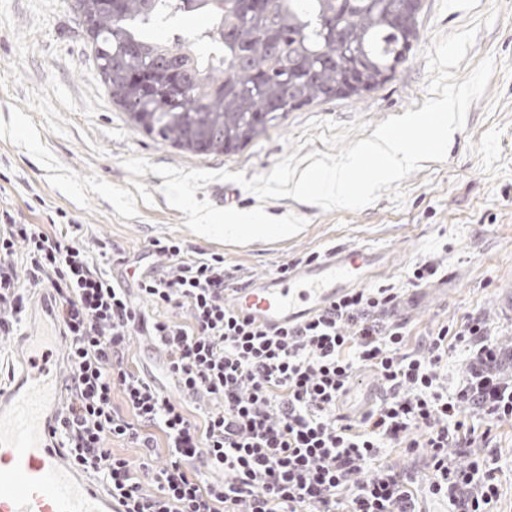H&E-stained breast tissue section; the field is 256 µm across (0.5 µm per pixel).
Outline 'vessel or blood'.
Listing matches in <instances>:
<instances>
[{
    "instance_id": "1",
    "label": "vessel or blood",
    "mask_w": 512,
    "mask_h": 512,
    "mask_svg": "<svg viewBox=\"0 0 512 512\" xmlns=\"http://www.w3.org/2000/svg\"><path fill=\"white\" fill-rule=\"evenodd\" d=\"M391 261L384 250L338 246L288 276L230 292L228 300L273 328L305 319ZM65 368L57 349L31 337L16 381L0 386V512H113L111 495L74 465L54 434L66 403L58 384Z\"/></svg>"
}]
</instances>
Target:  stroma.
<instances>
[{
  "label": "stroma",
  "instance_id": "stroma-1",
  "mask_svg": "<svg viewBox=\"0 0 512 512\" xmlns=\"http://www.w3.org/2000/svg\"><path fill=\"white\" fill-rule=\"evenodd\" d=\"M475 21L481 28L453 80L462 82L488 55L493 76L482 99L472 102L464 129L452 135L445 159L423 162L401 181L403 203H393L385 190L362 210L327 212L290 197L263 201L234 182L198 189L197 200L219 208L260 207L307 222L296 236L240 246L189 231L186 214L161 191L164 177L135 176L122 166L140 156L187 171H240L250 179L270 173L299 147L338 154L371 138L387 118L421 109L433 96L428 56L437 38ZM1 206L33 224L66 212L88 246L125 253L126 263L110 262L104 270L130 289L150 267L146 253L156 239L176 237L188 249L223 254L239 283L277 276L284 264L336 246L382 249L393 260L377 281L401 288L397 315L411 336L479 311L502 341L512 340V318L499 308L501 287L512 280V0H421L412 50L383 85L304 106L260 138L208 155L157 142L113 105L69 0H0ZM425 260L439 266L434 283L408 286L413 265ZM473 424L489 431L488 452L497 459L494 510L512 512V423L477 418Z\"/></svg>",
  "mask_w": 512,
  "mask_h": 512
}]
</instances>
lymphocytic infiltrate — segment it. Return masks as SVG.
I'll return each instance as SVG.
<instances>
[{
  "instance_id": "1",
  "label": "lymphocytic infiltrate",
  "mask_w": 512,
  "mask_h": 512,
  "mask_svg": "<svg viewBox=\"0 0 512 512\" xmlns=\"http://www.w3.org/2000/svg\"><path fill=\"white\" fill-rule=\"evenodd\" d=\"M150 254L132 295L71 224L0 211V338L17 334L28 292H49L69 362L59 441L117 512H421L426 499L492 512L494 459L468 418L512 422V346L483 314L414 342L385 321L399 290L381 284L269 330L226 303L223 254L176 238L153 241ZM134 336L163 356L176 393L142 372ZM455 348L466 364L450 388ZM362 366L383 395L351 420L338 405ZM387 444L421 457L423 477L383 462Z\"/></svg>"
}]
</instances>
